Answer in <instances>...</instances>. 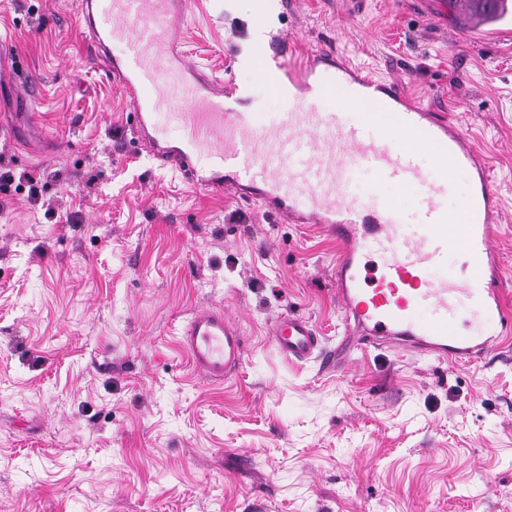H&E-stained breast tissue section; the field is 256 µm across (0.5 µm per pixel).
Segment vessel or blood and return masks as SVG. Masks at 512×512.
Returning a JSON list of instances; mask_svg holds the SVG:
<instances>
[{
    "instance_id": "obj_1",
    "label": "vessel or blood",
    "mask_w": 512,
    "mask_h": 512,
    "mask_svg": "<svg viewBox=\"0 0 512 512\" xmlns=\"http://www.w3.org/2000/svg\"><path fill=\"white\" fill-rule=\"evenodd\" d=\"M187 0H78V20L90 55L115 41V81L128 93L134 129L162 165L215 195L257 202L284 224H318L340 242L333 268L336 296L353 328L339 345L380 344L431 355L452 366L499 356L512 338V313L501 299L502 272L491 238L502 222L498 191L482 148L435 109L410 101L396 82L362 73L336 48L288 63L284 30L270 32L251 55L260 80L280 98L279 112H244V91L232 78L209 79L175 46ZM336 109H325L328 97ZM168 119L176 142L152 128ZM432 153L433 167L419 157ZM206 157L199 172L196 161ZM373 171L379 183L421 191L416 222L385 200L348 195L352 171ZM465 174L470 203L462 225L451 224L443 198ZM463 248L465 277L448 273V254ZM381 263L369 270L370 255ZM479 314V335L459 328ZM278 354L309 360L321 345L310 319L284 313L268 328ZM181 345L206 378L221 381L242 363L245 339L223 310L195 311Z\"/></svg>"
}]
</instances>
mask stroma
Returning <instances> with one entry per match:
<instances>
[{
  "instance_id": "obj_1",
  "label": "stroma",
  "mask_w": 512,
  "mask_h": 512,
  "mask_svg": "<svg viewBox=\"0 0 512 512\" xmlns=\"http://www.w3.org/2000/svg\"><path fill=\"white\" fill-rule=\"evenodd\" d=\"M76 9L0 0V40L38 88L30 115L0 85V122L25 131L0 135V160L44 185L34 202L0 183V512H512V357L453 367L354 349L325 369L346 334L335 242L160 166ZM253 9L191 0L182 50L278 112L248 59ZM266 23L293 55L331 42L399 79L479 142L512 305V37L475 41L437 0H293ZM200 307L247 338L221 383L177 336ZM288 312L322 339L307 363L268 346Z\"/></svg>"
}]
</instances>
